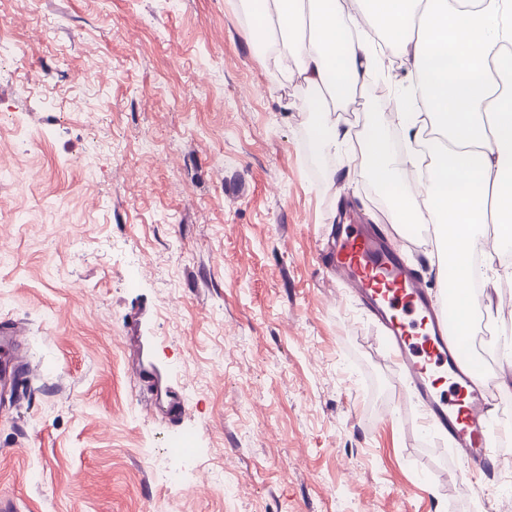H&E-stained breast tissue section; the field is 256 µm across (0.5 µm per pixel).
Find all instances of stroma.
Here are the masks:
<instances>
[{
    "mask_svg": "<svg viewBox=\"0 0 512 512\" xmlns=\"http://www.w3.org/2000/svg\"><path fill=\"white\" fill-rule=\"evenodd\" d=\"M55 15L58 26L46 29ZM247 0H0V318L38 377L0 415L16 512H512V462L462 494L405 427L373 327L318 261L342 200L391 224L349 148L321 151ZM500 378L501 307L473 317ZM150 374L140 394L135 368ZM189 448L164 475L150 453Z\"/></svg>",
    "mask_w": 512,
    "mask_h": 512,
    "instance_id": "stroma-1",
    "label": "stroma"
}]
</instances>
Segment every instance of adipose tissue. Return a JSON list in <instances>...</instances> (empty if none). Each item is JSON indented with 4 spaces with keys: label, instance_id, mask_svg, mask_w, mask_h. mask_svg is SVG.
<instances>
[{
    "label": "adipose tissue",
    "instance_id": "1",
    "mask_svg": "<svg viewBox=\"0 0 512 512\" xmlns=\"http://www.w3.org/2000/svg\"><path fill=\"white\" fill-rule=\"evenodd\" d=\"M354 1L372 29L396 41L425 102L416 112L394 101L409 151L394 152L372 126L355 159L384 193L391 223L434 225L435 262L458 270L466 296L468 281L484 274L472 263L476 226L494 223L498 241H512V0H250L257 41L284 39L264 66L296 59L299 80L314 91L308 109L321 119L311 137L325 151L351 142L336 115L381 62L356 29Z\"/></svg>",
    "mask_w": 512,
    "mask_h": 512
}]
</instances>
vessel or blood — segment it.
<instances>
[{"mask_svg": "<svg viewBox=\"0 0 512 512\" xmlns=\"http://www.w3.org/2000/svg\"><path fill=\"white\" fill-rule=\"evenodd\" d=\"M322 254L324 267L361 302L371 316L381 350L396 362L401 385L410 387L422 420L433 421L465 471L464 492L474 477L505 462L499 435L489 418L497 401L493 386L479 377L480 364L457 313L466 300L438 302L406 262L404 240L377 224H339ZM21 326L0 321V384L26 387L31 369L21 357Z\"/></svg>", "mask_w": 512, "mask_h": 512, "instance_id": "1", "label": "vessel or blood"}]
</instances>
